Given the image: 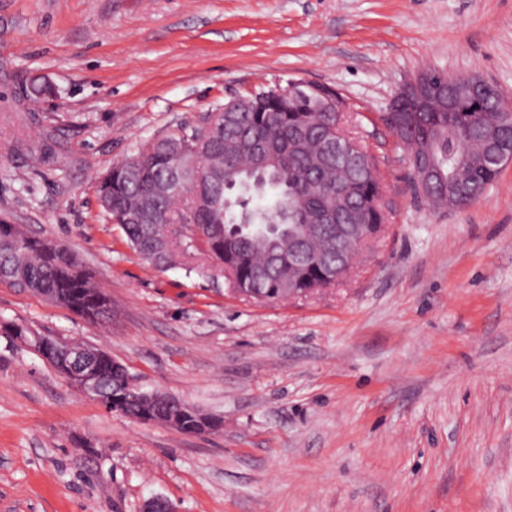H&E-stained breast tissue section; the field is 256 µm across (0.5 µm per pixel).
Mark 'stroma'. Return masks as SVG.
<instances>
[{
    "instance_id": "obj_1",
    "label": "stroma",
    "mask_w": 512,
    "mask_h": 512,
    "mask_svg": "<svg viewBox=\"0 0 512 512\" xmlns=\"http://www.w3.org/2000/svg\"><path fill=\"white\" fill-rule=\"evenodd\" d=\"M425 70L512 101V0H0V218L65 244L112 301L91 323L0 284V512H512V163L436 211L382 118ZM40 75L57 98L30 102ZM353 105L387 223L351 276L278 303L203 255L159 270L98 201L112 165L252 89ZM47 140L32 162L16 144ZM103 349L220 421L107 410L6 331Z\"/></svg>"
}]
</instances>
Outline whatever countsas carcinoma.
<instances>
[{
    "mask_svg": "<svg viewBox=\"0 0 512 512\" xmlns=\"http://www.w3.org/2000/svg\"><path fill=\"white\" fill-rule=\"evenodd\" d=\"M247 97L252 111L236 112L230 121L219 116L211 135L197 127L151 141L112 166L100 181L99 199L129 246L152 266L164 268L162 256L171 250L207 254L221 261L231 287L274 303L286 286L303 294L332 285L329 270L349 258L347 250L336 252L333 226L312 223L314 214L333 207L350 212L370 239L387 220L385 187L378 158L360 151L358 138L341 134L340 117L314 86L295 84L286 103L259 90ZM386 124L409 152L424 148L434 158L437 175L426 198L437 207L448 202L450 176L470 199L493 184L502 163L484 152L485 145L512 152V112L473 82L457 112L437 108ZM332 142L345 150L327 152ZM268 151L280 158L276 180L255 168L259 153ZM203 187L219 197L218 206L199 195ZM140 205L145 217L127 220ZM294 240L307 252L285 285ZM70 258L66 247L0 222V274L10 284L90 322L112 315L108 296ZM101 374L107 391L122 389L125 373L112 370V357Z\"/></svg>",
    "mask_w": 512,
    "mask_h": 512,
    "instance_id": "obj_1",
    "label": "carcinoma"
}]
</instances>
